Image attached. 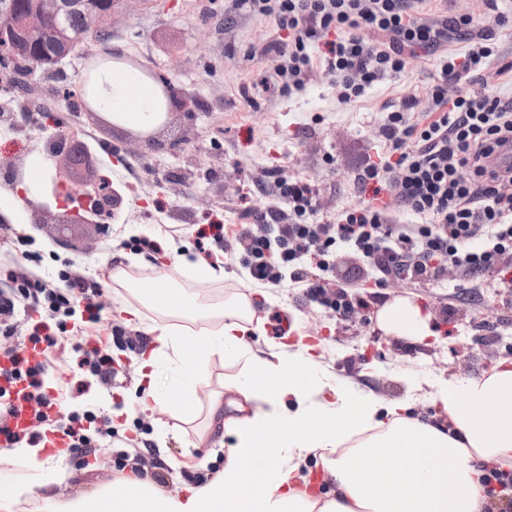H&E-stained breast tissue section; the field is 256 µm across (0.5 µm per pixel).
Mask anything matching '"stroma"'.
Listing matches in <instances>:
<instances>
[{"mask_svg": "<svg viewBox=\"0 0 512 512\" xmlns=\"http://www.w3.org/2000/svg\"><path fill=\"white\" fill-rule=\"evenodd\" d=\"M469 13L481 15V27L494 31L505 59L512 61V29L498 27L496 15L486 13L482 0H427L423 11L427 17ZM277 37L272 23L230 12L225 0H125L112 20L110 44L89 36L62 64L30 70L26 79L33 100L0 95V109L14 115L10 134L0 133V159L25 165L32 156H50L55 134L66 144L84 147L99 174L122 196L114 218L102 226L63 229L50 221L35 223L34 212L44 203L40 196L24 205L21 216L0 223V292L13 287L4 271L14 264L20 235L38 258L31 272L48 279L68 264L100 283L96 304L106 324L117 307L111 274L118 266L138 280L169 272L211 305L243 293L258 300L267 292L275 303L259 314L263 338H272L275 319H282L291 326L290 339L303 334L317 345L331 375L355 378L385 398L404 400L414 416L447 425L448 415L432 401L431 391L460 371L478 376L484 368L512 359V344L490 340L494 328L512 331V302L498 295L496 276L473 289L454 287L451 270L428 285L392 280L371 298V321L348 322L310 302L300 289L253 282L234 250L225 252L227 278L216 286L175 270V258L163 251L172 240L193 248L197 230L209 225L235 229L247 223L239 204L242 189L251 191L255 208L273 205V181L282 169L316 188L320 218L333 219L343 208L360 203L363 196L354 186L355 177L382 153L377 128L384 106L423 95L439 75L437 55L416 48L408 51L400 77L353 103H339L335 84L318 71L303 91L270 94L263 91L261 80L274 62L253 55L252 49ZM108 46L163 74L181 97L167 125L156 131L162 150L145 149L133 131L100 126L58 96L62 87L80 90L92 56ZM145 240L157 242L158 250L142 248ZM398 300L419 306L428 326L424 340L398 337L378 321V312ZM116 357L124 362L119 387L106 390L85 379L82 392L68 405L125 409L120 437L101 441L89 467L76 459L63 460L55 487L60 499L119 483L115 466L126 436L141 438L151 449L164 446L167 465L192 470L202 462L222 468L224 439L218 432L204 434L203 428L213 395L223 391L225 379L239 373V364L215 361L198 375L192 401L181 402L173 393L165 407L151 412L135 406L140 397L135 363L127 362L121 351ZM409 378L422 381L423 390L410 391L405 384ZM0 469L13 471L16 485L27 488L18 499V512H41L35 486L43 472L30 469L14 450L5 448L0 450Z\"/></svg>", "mask_w": 512, "mask_h": 512, "instance_id": "obj_1", "label": "stroma"}]
</instances>
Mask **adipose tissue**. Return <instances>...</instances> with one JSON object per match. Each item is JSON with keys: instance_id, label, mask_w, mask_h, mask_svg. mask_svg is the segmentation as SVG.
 Instances as JSON below:
<instances>
[{"instance_id": "obj_1", "label": "adipose tissue", "mask_w": 512, "mask_h": 512, "mask_svg": "<svg viewBox=\"0 0 512 512\" xmlns=\"http://www.w3.org/2000/svg\"><path fill=\"white\" fill-rule=\"evenodd\" d=\"M86 98L114 124L146 130L164 111L161 89L140 71L118 63L102 67ZM158 316L125 307L128 320L150 336L138 375L144 410L162 406L159 375L170 363L185 370L175 389L193 397L194 372L214 357L241 362L240 373L224 383L229 401L214 398L209 427L233 439L224 468L183 497L164 494L135 474L123 491L102 488L65 503L49 501L48 512H480L483 488L479 459H512V361L478 377L457 376L433 399L452 424L443 431L353 379H331L321 370L313 345L282 341L253 349L257 309L247 296L225 304L220 324L188 331L163 323L165 315L198 313L195 299L166 279L138 286ZM380 320L391 333L416 339L427 325L412 303L385 307ZM323 467V497L309 491L310 459Z\"/></svg>"}]
</instances>
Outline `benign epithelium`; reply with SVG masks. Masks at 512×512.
Here are the masks:
<instances>
[{
    "instance_id": "benign-epithelium-1",
    "label": "benign epithelium",
    "mask_w": 512,
    "mask_h": 512,
    "mask_svg": "<svg viewBox=\"0 0 512 512\" xmlns=\"http://www.w3.org/2000/svg\"><path fill=\"white\" fill-rule=\"evenodd\" d=\"M122 0H110L106 10L94 8L83 9V28L81 37L95 35L104 28H112V16ZM82 0H41L37 6L26 11L20 18L19 26L33 41L49 34L54 27L55 16L66 6H80ZM81 157L83 167L90 166L89 156L79 150L64 153L62 165L56 167L43 185V192L51 194L56 201L57 212L54 221L57 224H104L112 218V213L122 202L121 194L110 182L102 177L77 182L72 177L76 171L73 158ZM9 169L8 185L22 199H27L28 190L23 187L24 173L21 165L15 162L0 164Z\"/></svg>"
}]
</instances>
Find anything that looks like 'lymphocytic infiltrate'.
<instances>
[{
	"instance_id": "lymphocytic-infiltrate-1",
	"label": "lymphocytic infiltrate",
	"mask_w": 512,
	"mask_h": 512,
	"mask_svg": "<svg viewBox=\"0 0 512 512\" xmlns=\"http://www.w3.org/2000/svg\"><path fill=\"white\" fill-rule=\"evenodd\" d=\"M423 2L230 0L232 9L284 31V38L258 50L277 58L262 83L281 93L301 88L318 69L335 79L339 100L354 102L404 72L407 48L435 50L451 36L469 43L465 53L443 55L439 79L424 98H405L383 117L378 138L385 154L355 177L360 189L372 190L373 199L322 222L314 187L283 173L275 181L279 207L248 208L252 221L235 235L239 260L253 279L272 285L290 281L345 318L365 301L329 288L338 250L359 254L378 288L392 278L415 284L436 280L446 265L477 288L499 259L512 253V171L491 165L493 154L512 144V98L497 95L488 82L490 75L512 72V62H501L492 35L478 32L477 17L429 21L417 11ZM377 33L385 34V41H374ZM464 79L473 92L449 98V85ZM422 101L427 110L419 115L415 109ZM381 193L386 200L379 204L375 197ZM400 211L416 215L417 223H393ZM11 279L13 295L0 299V315L13 313L16 301L24 300L27 318L0 325V354L11 362L9 370L0 369V378L26 387L15 394L0 387V433L11 448L42 447L53 435L63 441V455L88 457L99 438L115 435L111 410L62 409L52 415L47 408L53 396L74 388L70 374L54 360L58 334L80 307L88 322L100 323L93 309L100 286L70 270L60 271L54 286L30 274ZM30 345L40 350L38 362L26 355ZM71 354L102 387L112 386L118 373L112 354L87 341L72 345ZM17 400L33 411L31 426L19 431L7 425Z\"/></svg>"
}]
</instances>
